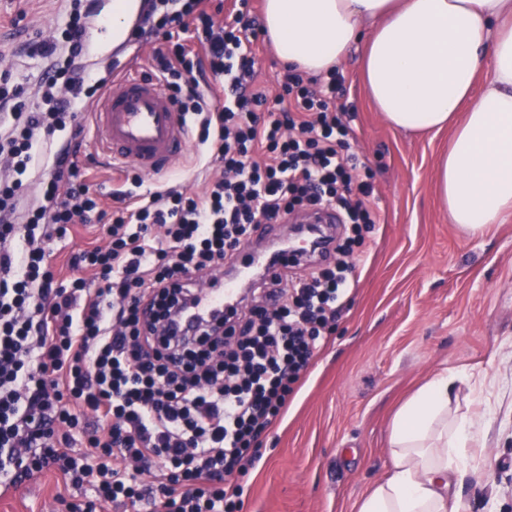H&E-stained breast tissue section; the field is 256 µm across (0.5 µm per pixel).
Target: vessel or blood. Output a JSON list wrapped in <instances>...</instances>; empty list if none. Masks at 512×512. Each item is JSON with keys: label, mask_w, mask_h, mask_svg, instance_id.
I'll return each mask as SVG.
<instances>
[{"label": "vessel or blood", "mask_w": 512, "mask_h": 512, "mask_svg": "<svg viewBox=\"0 0 512 512\" xmlns=\"http://www.w3.org/2000/svg\"><path fill=\"white\" fill-rule=\"evenodd\" d=\"M112 30V4L101 0L93 16L88 51L99 60H107L105 33ZM86 112L93 118L92 145L113 164L132 166L143 174H157L172 167L182 157L189 142V132L182 115L163 84L156 79L119 75L113 77L104 93L91 101ZM266 250L242 248L214 285L198 292L194 306L197 314L212 309L237 296L241 283L252 278L256 264H263V277L272 282L281 279L289 261L298 258L296 250H276L277 237L267 234Z\"/></svg>", "instance_id": "b4317fda"}]
</instances>
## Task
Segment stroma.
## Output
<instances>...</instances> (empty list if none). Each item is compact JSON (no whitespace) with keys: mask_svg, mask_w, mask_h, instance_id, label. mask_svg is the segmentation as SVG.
<instances>
[{"mask_svg":"<svg viewBox=\"0 0 512 512\" xmlns=\"http://www.w3.org/2000/svg\"><path fill=\"white\" fill-rule=\"evenodd\" d=\"M69 4L0 0V81L34 93L48 61L26 46L61 25ZM359 68L356 53L339 66L336 105L383 221L365 235L347 311L264 437L259 466L239 479L240 512H355L391 473L395 412L444 370L458 378L453 407L481 421L456 496L465 512H502L512 502V216L477 233L449 223L436 189L449 132L390 127L367 100ZM99 239L97 227L80 224L56 241L57 280L69 277L70 253ZM84 496L38 475L0 498V512H66Z\"/></svg>","mask_w":512,"mask_h":512,"instance_id":"obj_1","label":"stroma"}]
</instances>
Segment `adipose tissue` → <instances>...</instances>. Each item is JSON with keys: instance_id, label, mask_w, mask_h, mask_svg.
I'll use <instances>...</instances> for the list:
<instances>
[{"instance_id": "ef3b65f1", "label": "adipose tissue", "mask_w": 512, "mask_h": 512, "mask_svg": "<svg viewBox=\"0 0 512 512\" xmlns=\"http://www.w3.org/2000/svg\"><path fill=\"white\" fill-rule=\"evenodd\" d=\"M279 58L323 74L362 48V88L402 131L452 129L436 172L451 223L469 230L512 214V0H263ZM439 373L397 410L392 473L357 512H448L478 423L451 410Z\"/></svg>"}]
</instances>
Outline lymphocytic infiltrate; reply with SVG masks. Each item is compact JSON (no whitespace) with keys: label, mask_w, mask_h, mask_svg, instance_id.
<instances>
[{"label":"lymphocytic infiltrate","mask_w":512,"mask_h":512,"mask_svg":"<svg viewBox=\"0 0 512 512\" xmlns=\"http://www.w3.org/2000/svg\"><path fill=\"white\" fill-rule=\"evenodd\" d=\"M91 17L72 9L61 33L31 47L50 61L32 99L0 85V489L54 473L92 492L69 512H239L238 477L260 463V437L344 308L362 227L381 221L374 186L332 104L337 70L287 68L269 100L255 85L253 22L218 24L206 0H149L129 39L162 38L150 70L196 133L207 185L118 193L104 208L77 147L51 148L103 87L83 63ZM34 169L40 200L22 212ZM329 208L352 231L335 262L280 285L275 303L176 335L180 295L254 225ZM76 224L101 225L107 241L71 254L63 285L50 244Z\"/></svg>","instance_id":"1"}]
</instances>
